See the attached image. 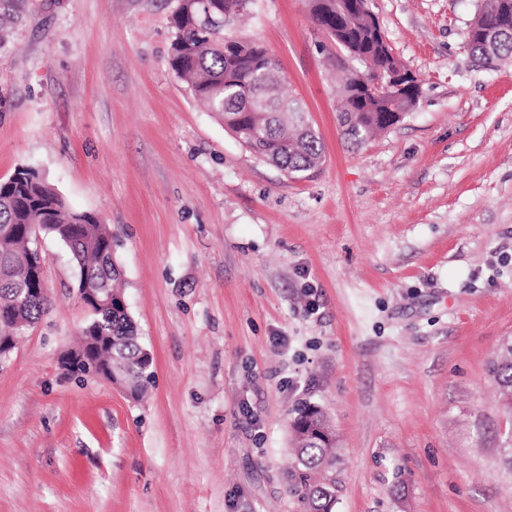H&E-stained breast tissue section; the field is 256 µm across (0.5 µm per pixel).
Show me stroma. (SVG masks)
<instances>
[{"label":"stroma","instance_id":"obj_1","mask_svg":"<svg viewBox=\"0 0 512 512\" xmlns=\"http://www.w3.org/2000/svg\"><path fill=\"white\" fill-rule=\"evenodd\" d=\"M481 0H368L420 94L353 148L304 0H254L261 43L325 147L311 178L255 157L171 69L177 0H0V180L42 174L112 227L154 356L148 395L75 377L90 314L67 249L0 370V512H300L291 411L338 440L334 512H512V59L474 62ZM489 372L493 375L500 392L503 407L512 412V339L492 363Z\"/></svg>","mask_w":512,"mask_h":512}]
</instances>
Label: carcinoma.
Masks as SVG:
<instances>
[{"instance_id": "1", "label": "carcinoma", "mask_w": 512, "mask_h": 512, "mask_svg": "<svg viewBox=\"0 0 512 512\" xmlns=\"http://www.w3.org/2000/svg\"><path fill=\"white\" fill-rule=\"evenodd\" d=\"M358 2L308 0L313 23L336 43V69L346 68L350 59L366 74L365 84L355 70L343 78L337 108L341 135L353 147L389 129L390 116L408 114L419 95L416 85L392 89L381 83L385 74L403 69V63L371 11L352 8ZM237 4L210 0L206 12L195 0H178L170 67L246 148L291 178L307 177L324 163L321 138L301 104L283 93V77L268 51L252 40L226 36L225 28L240 16ZM471 26L476 33L466 37V48L473 58L491 66L512 57V0H485ZM249 97L262 98L266 111H252ZM30 224L44 225L60 241L78 239L70 250L75 282L106 280L112 295H122L112 228L71 208L35 169L20 168L0 180V336H21L49 309L46 292L20 294L28 287L29 252L34 248L26 233ZM74 349L77 355L67 364L72 372L93 375L110 366L112 375L137 397L151 384L153 364L144 358L148 348L129 312L116 303L90 315ZM490 373L503 407L512 412V341L501 349ZM292 429L295 464L288 470L289 490L302 512H333L328 472L336 465V434L324 412L310 403L296 408Z\"/></svg>"}]
</instances>
